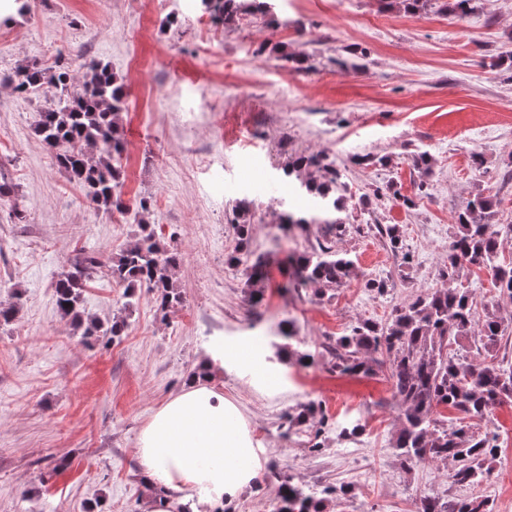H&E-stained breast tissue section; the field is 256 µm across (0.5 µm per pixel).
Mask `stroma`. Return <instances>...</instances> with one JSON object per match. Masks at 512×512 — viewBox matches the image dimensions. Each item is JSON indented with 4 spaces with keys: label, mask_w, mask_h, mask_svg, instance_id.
I'll return each instance as SVG.
<instances>
[{
    "label": "stroma",
    "mask_w": 512,
    "mask_h": 512,
    "mask_svg": "<svg viewBox=\"0 0 512 512\" xmlns=\"http://www.w3.org/2000/svg\"><path fill=\"white\" fill-rule=\"evenodd\" d=\"M0 24V74L25 64H107L125 87L126 145L122 198L147 199V216L180 253L175 281L182 304L160 316L151 294L136 290L126 335L89 346L61 318L53 286L67 263L91 254L101 266L84 289L86 316L111 323L124 290L112 282V256L135 240L131 219L98 211L35 134L47 103L0 85V171L22 198V221L0 219V301L22 292L23 304L0 325V512H143L147 491L135 454L150 415L177 392L211 351L232 336L279 340L293 321L296 347L316 352L309 367L284 363L279 390L261 391L225 370L214 384L249 423L262 460L257 484L224 512H270L282 476L315 488L352 485L331 496L327 512H419L431 494L471 496L437 464L405 469L392 449L398 409L383 376L350 377L330 369L329 347L361 319L385 321L392 309L435 286L448 262L452 217L481 192L497 200L493 223L512 224V0H476L465 19L431 0L407 12L400 0H275L273 19L199 26L195 0H27ZM291 54L293 62L282 61ZM249 131L242 152L231 141ZM328 152L353 202L342 217L338 249L359 275L316 297L294 289L285 269L327 227L282 232L275 202L307 208L281 182L298 154ZM433 172L416 195L415 154ZM386 157L359 165L358 155ZM394 183L400 198H357ZM412 197L404 206L402 197ZM254 202L253 253L269 258L261 303L248 302L241 269L226 257L236 245L235 199ZM399 225L413 256L404 264L373 223ZM389 277L387 296L364 279ZM321 403L328 425L310 453L303 432H285L287 415ZM351 419L364 435L339 437ZM500 451L490 483L493 512H512V404L489 423ZM64 472H55L59 459Z\"/></svg>",
    "instance_id": "obj_1"
}]
</instances>
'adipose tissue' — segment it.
Instances as JSON below:
<instances>
[{"label":"adipose tissue","instance_id":"adipose-tissue-1","mask_svg":"<svg viewBox=\"0 0 512 512\" xmlns=\"http://www.w3.org/2000/svg\"><path fill=\"white\" fill-rule=\"evenodd\" d=\"M210 373L233 369L252 386L273 390L277 381L264 350L250 336H236L203 363ZM143 481L160 489L148 512H220L253 486L261 469L252 433L240 408L212 381L187 382L152 413L136 448Z\"/></svg>","mask_w":512,"mask_h":512}]
</instances>
